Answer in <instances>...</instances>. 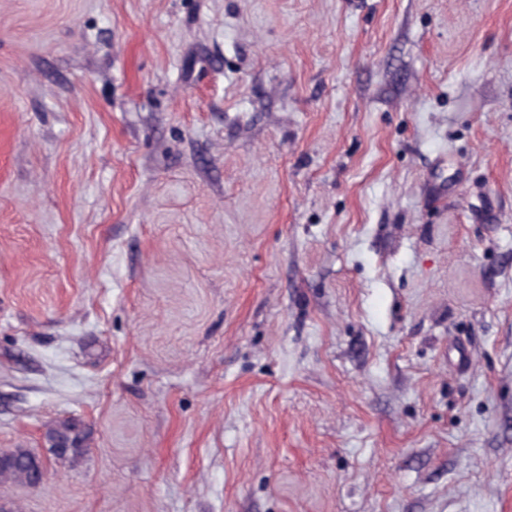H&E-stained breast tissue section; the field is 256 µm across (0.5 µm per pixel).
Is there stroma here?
I'll return each mask as SVG.
<instances>
[{"label":"stroma","mask_w":512,"mask_h":512,"mask_svg":"<svg viewBox=\"0 0 512 512\" xmlns=\"http://www.w3.org/2000/svg\"><path fill=\"white\" fill-rule=\"evenodd\" d=\"M13 448V512H512V0H0ZM49 452L62 463L75 464L88 453L89 431L75 418L56 421L47 431ZM44 476L43 459L30 449L14 448L0 454V483L37 488Z\"/></svg>","instance_id":"obj_1"}]
</instances>
